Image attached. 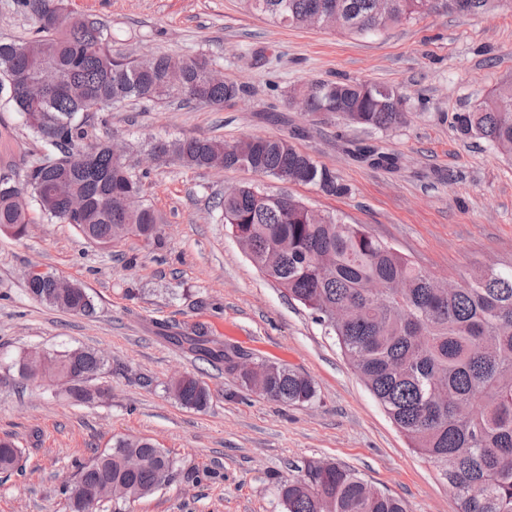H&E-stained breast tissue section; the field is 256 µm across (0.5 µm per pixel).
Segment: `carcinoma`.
Segmentation results:
<instances>
[{"label":"carcinoma","mask_w":512,"mask_h":512,"mask_svg":"<svg viewBox=\"0 0 512 512\" xmlns=\"http://www.w3.org/2000/svg\"><path fill=\"white\" fill-rule=\"evenodd\" d=\"M248 10L295 27L309 24L314 5L339 12L341 29L365 35L428 13L431 0H243ZM492 0H444L450 12L469 15ZM18 12L35 25L25 42L0 41V72L36 77L45 66L57 70L59 84L34 104L21 86H7L9 98L50 155L34 164L25 184L0 176V231L25 235L29 203L50 222L72 225L86 240L111 244L128 235L162 244V218L138 200L140 180L107 142L89 134L86 103L91 98L116 107L129 99L152 102L176 96L185 103L221 106L241 87L231 79L212 82L213 61L190 59L182 88L166 80L170 56L137 61L112 55L105 25L66 8L65 0H14ZM299 93L301 111L354 117L353 125L384 131L402 124L407 100L398 91L371 83L312 81ZM464 137H475L512 159V80L501 84L471 110L455 117ZM151 153L180 167L207 168L213 158L224 167H244L259 177L296 181L326 195L349 188L332 169L318 164L285 139L251 136L235 143L190 137L158 141ZM235 238L249 249L251 262L288 297L311 312L331 335L370 393L403 434L414 453L431 461L452 488L457 512H512V264L478 267L457 287L439 288V278L360 224L340 216H314L288 194H264L243 185L215 202ZM37 301L72 314L94 311L80 284L66 294L52 275L27 281ZM165 339L220 364L234 375L224 342L201 329L170 333ZM105 365L94 350L71 348L46 353L45 378L71 377L70 395L94 400L87 382ZM245 388L283 404L298 405L316 396L314 383L281 363H264L252 377L236 376ZM178 401L191 409L210 402L207 384L191 375L169 381ZM142 466L131 471L127 460ZM22 451L0 440V471L22 467ZM170 453L143 438H121L78 467L77 480L62 488L71 512H86L106 484L124 487L123 512L168 482ZM276 494L285 512H407L404 502L382 492L357 472L337 463L312 460L280 483Z\"/></svg>","instance_id":"cac0c4a2"}]
</instances>
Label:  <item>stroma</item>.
Instances as JSON below:
<instances>
[{
  "label": "stroma",
  "instance_id": "35a3bbf8",
  "mask_svg": "<svg viewBox=\"0 0 512 512\" xmlns=\"http://www.w3.org/2000/svg\"><path fill=\"white\" fill-rule=\"evenodd\" d=\"M102 21L114 54L141 60L204 54L241 87L224 106L176 99L134 102L91 119L94 138L125 145L141 196L161 215L163 246L128 236L109 247L85 240L38 211L23 238L0 231V439L23 451L22 472L0 474V512H70L61 495L76 466L127 436L170 451L174 478L132 512H284L279 480L307 461L358 472L403 500L407 512H456L433 463L413 453L328 336L299 303L248 259L210 199L251 185L285 192L324 214L363 225L427 272L461 280L480 266L512 263V162L462 136L457 113L512 79V7L477 14L442 9L367 35L272 23L242 0H68ZM350 80L398 90L408 120L365 131L334 116H308L290 102L303 84ZM288 139L333 169L350 192L257 177L245 169L149 163L154 140L250 136ZM375 145L393 169L356 159ZM46 155L7 94L0 92V174L22 180ZM37 268L85 286L92 315L34 300ZM241 346L310 378L308 403L284 406L245 389L223 368L165 341L160 326ZM85 348L104 355L92 382L101 395L77 404L64 385L22 386L12 362L31 350ZM207 384V408L184 407L166 391L173 376Z\"/></svg>",
  "mask_w": 512,
  "mask_h": 512
}]
</instances>
